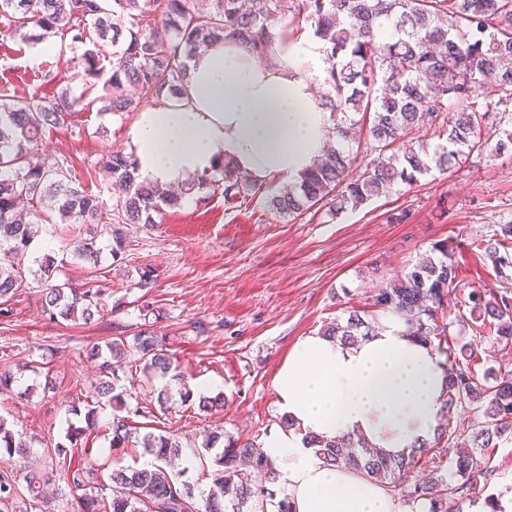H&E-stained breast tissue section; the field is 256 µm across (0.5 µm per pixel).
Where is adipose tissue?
I'll list each match as a JSON object with an SVG mask.
<instances>
[{
    "mask_svg": "<svg viewBox=\"0 0 512 512\" xmlns=\"http://www.w3.org/2000/svg\"><path fill=\"white\" fill-rule=\"evenodd\" d=\"M271 52L269 63L228 38L193 56L184 99L148 107L133 124L128 151L140 176L177 186L228 162L267 183L308 169L334 137L315 94L325 78L322 44L279 36ZM446 386L440 355L393 318L351 345L317 333L299 338L274 380L290 426L264 443L295 512H396L382 486L327 464L304 438L351 434L390 454L409 453L436 434Z\"/></svg>",
    "mask_w": 512,
    "mask_h": 512,
    "instance_id": "obj_1",
    "label": "adipose tissue"
}]
</instances>
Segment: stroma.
<instances>
[{"instance_id":"1","label":"stroma","mask_w":512,"mask_h":512,"mask_svg":"<svg viewBox=\"0 0 512 512\" xmlns=\"http://www.w3.org/2000/svg\"><path fill=\"white\" fill-rule=\"evenodd\" d=\"M54 53L35 57V46L0 33V91L49 97L61 89L80 95L85 86L74 75L83 52L70 37L57 35ZM133 115L90 109L71 124L47 130L45 153L66 156L86 187L106 204L115 196L109 182L95 175L103 156L126 150ZM512 222V151L498 157L471 154L447 172L434 171L410 186L372 199L363 208L330 214L310 210L289 221L261 198L227 205L217 195L187 202L155 215L150 224H125L121 260L103 257L105 317L90 325H56L45 320L41 288L29 270L36 256L63 259L62 278L89 281L84 267L67 261L70 232L63 224H42L22 260L28 273L10 300V323H0V370L15 381L0 390V418L51 474L46 497L30 499L22 471H15L19 495L12 512H80L79 492L58 479L59 460L50 452L68 425L80 426L94 402L98 361L93 345L115 337L133 338L151 326L159 344L174 357L184 381L147 377L138 355L128 352L117 370V391L126 412L138 415L139 432L176 436L188 459L187 480L202 479V433L264 443L282 427L275 405L274 378L294 342L319 332L350 309H366L378 288L433 256L435 243L451 244L460 264L462 291L502 288L505 281L488 266L478 248L499 225ZM155 282L139 284L143 269ZM55 388L44 391L46 378ZM208 384L224 406L205 410L197 401L173 399L160 410L162 385ZM112 435L97 429L92 453L75 455L98 482L108 484L112 469L139 467L142 448H114Z\"/></svg>"}]
</instances>
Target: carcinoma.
Here are the masks:
<instances>
[{
  "instance_id": "obj_1",
  "label": "carcinoma",
  "mask_w": 512,
  "mask_h": 512,
  "mask_svg": "<svg viewBox=\"0 0 512 512\" xmlns=\"http://www.w3.org/2000/svg\"><path fill=\"white\" fill-rule=\"evenodd\" d=\"M288 20V38L313 34L326 46V83L334 95L325 102L341 143L325 160L298 180L272 190L229 164L222 178L202 175L175 193L137 174L133 156L114 151L98 162L104 180L122 188L107 207L72 174L66 159L39 152V141L50 127L65 126L71 117L95 103L114 114L135 113L146 104L180 100L187 82V59L198 49L226 36H236L263 51L276 36L275 20ZM130 26H125L124 22ZM0 25L12 36L41 42L61 33L85 46L77 57L81 80L93 89L103 83L102 95L75 97L63 90L50 97L0 99V300L8 299L23 283L15 259L31 245L29 213L49 224H80L84 232L70 242L72 262L95 273L103 247L97 236L112 235L110 254L123 248V234L114 224H152L162 210L181 206L187 197L205 200L216 193L231 205L248 196L261 197L276 214L294 220L321 205L338 214L357 209L398 185L410 186L433 169L444 170L471 153L489 149L482 137L497 111L493 101L478 105L480 92L491 90L498 102L512 100V0H211L207 11L193 0H0ZM111 41V70L101 65L100 43ZM451 111L442 134L446 143L433 148L400 149L405 133L416 126H432ZM352 115L368 117L367 138L374 155L364 169H352L347 139ZM441 253L394 279L373 296L371 311L352 310L346 321L324 326L322 334L341 343L373 333L379 315L393 316L408 334L445 356L448 385L443 404L444 427L434 443H424L407 455L380 449L357 452L347 439L318 440L307 445L326 462L360 474L412 501L428 503V512H447L448 500L476 491L489 475L491 452L512 441V376L483 358L472 340L450 333L444 322L445 305L457 297L461 285L455 252L448 243H435ZM494 272L512 269V224H501L491 238L478 244ZM34 274L42 285V313L50 321L91 322L104 315L100 288H82L60 280L55 256L36 260ZM458 312L457 322L475 335L494 340L500 350H512V292L473 289ZM132 347L147 376H167L174 363L145 327ZM127 352L125 339L114 338L90 349L103 359L97 397L108 405L121 401L112 382V360ZM468 409L478 422L465 430L471 448L452 447L459 429L454 415ZM86 426H69L70 446L56 444L59 476L73 488L91 484L90 473L73 466L78 438L99 427L97 407L87 409ZM132 421L113 416L107 422L111 447L123 448L132 434ZM144 453L154 463L141 468L112 470V495L83 493L81 512H293L288 496L277 497L275 464L262 447L246 439H227L215 455L214 469L202 471L208 487L194 484L168 469L181 445L172 435L145 433ZM448 457V473L439 472L435 456ZM27 455L0 420V457L10 462ZM432 466L423 481L415 479L418 465ZM264 475L257 485L251 471ZM29 496L44 498L48 479L35 466L24 476ZM15 495V479L0 469V512H8ZM203 507H197L198 502Z\"/></svg>"
}]
</instances>
